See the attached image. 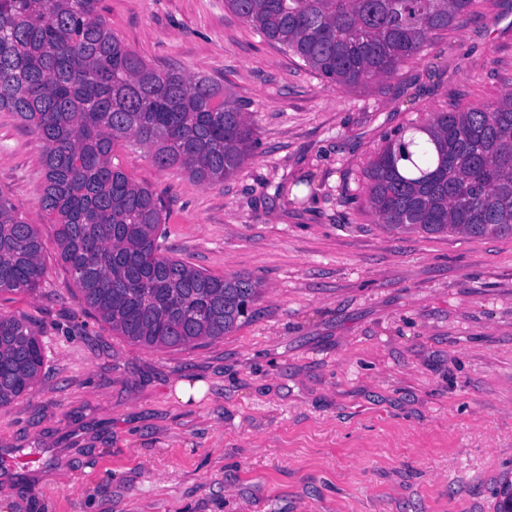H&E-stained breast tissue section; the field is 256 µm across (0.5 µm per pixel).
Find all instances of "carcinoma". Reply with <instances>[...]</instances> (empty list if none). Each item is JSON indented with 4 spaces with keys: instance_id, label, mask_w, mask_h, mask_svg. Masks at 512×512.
<instances>
[{
    "instance_id": "obj_1",
    "label": "carcinoma",
    "mask_w": 512,
    "mask_h": 512,
    "mask_svg": "<svg viewBox=\"0 0 512 512\" xmlns=\"http://www.w3.org/2000/svg\"><path fill=\"white\" fill-rule=\"evenodd\" d=\"M479 0H225L263 37L341 88L393 77ZM100 0H0V111L42 142V207L58 255L112 331L150 348L231 333L258 281L215 276L165 254L164 206L112 161L134 139L160 168L199 182L250 157L242 106L205 78L150 67L108 29ZM367 203L390 229L512 237V89L487 106L435 112L386 141L366 172ZM46 243L0 195V293L34 291ZM37 333L0 311V406L37 380Z\"/></svg>"
}]
</instances>
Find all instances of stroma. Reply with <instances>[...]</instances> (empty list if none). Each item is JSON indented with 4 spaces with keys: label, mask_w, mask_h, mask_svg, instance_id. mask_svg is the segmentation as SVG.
Segmentation results:
<instances>
[{
    "label": "stroma",
    "mask_w": 512,
    "mask_h": 512,
    "mask_svg": "<svg viewBox=\"0 0 512 512\" xmlns=\"http://www.w3.org/2000/svg\"><path fill=\"white\" fill-rule=\"evenodd\" d=\"M101 15L151 66L243 102L255 147L222 182L158 168L134 140L114 162L163 200L170 255L261 294L220 339L113 332L56 254L39 139L1 111L0 195L47 249L40 288L0 295L44 352L0 407V512H496L512 484V238L391 230L365 170L399 129L512 88V0H481L355 88L326 86L224 0H103Z\"/></svg>",
    "instance_id": "obj_1"
}]
</instances>
